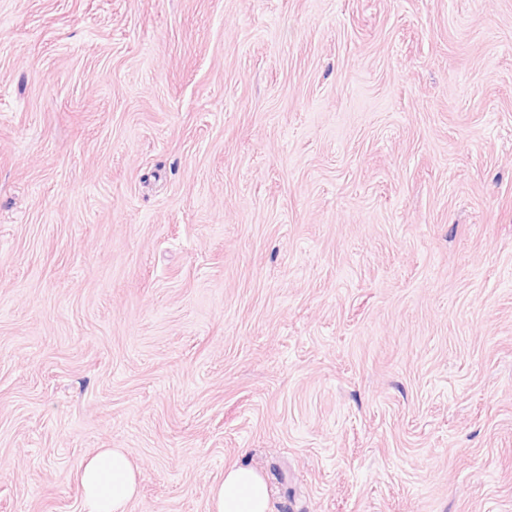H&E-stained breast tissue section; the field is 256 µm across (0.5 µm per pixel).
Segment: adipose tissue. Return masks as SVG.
Segmentation results:
<instances>
[{
  "instance_id": "obj_1",
  "label": "adipose tissue",
  "mask_w": 512,
  "mask_h": 512,
  "mask_svg": "<svg viewBox=\"0 0 512 512\" xmlns=\"http://www.w3.org/2000/svg\"><path fill=\"white\" fill-rule=\"evenodd\" d=\"M82 512H128L137 495L138 469L122 448H101L77 474ZM210 512H270V493L254 469L226 468L222 480L209 490Z\"/></svg>"
}]
</instances>
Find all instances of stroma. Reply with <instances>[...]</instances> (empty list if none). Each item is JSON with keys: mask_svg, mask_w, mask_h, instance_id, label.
<instances>
[{"mask_svg": "<svg viewBox=\"0 0 512 512\" xmlns=\"http://www.w3.org/2000/svg\"><path fill=\"white\" fill-rule=\"evenodd\" d=\"M512 512V0H0V512ZM138 469L123 448H99L77 474L82 512H127L137 495ZM211 512H270V493L264 478L254 469L226 468L224 479L209 490Z\"/></svg>", "mask_w": 512, "mask_h": 512, "instance_id": "35a3bbf8", "label": "stroma"}]
</instances>
